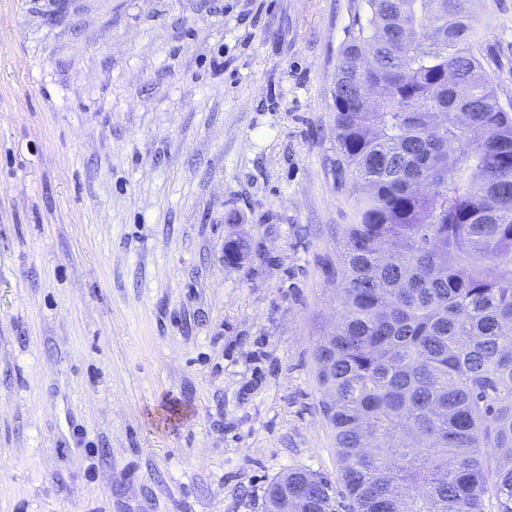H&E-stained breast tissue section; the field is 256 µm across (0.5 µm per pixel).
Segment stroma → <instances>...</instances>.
Listing matches in <instances>:
<instances>
[{
	"label": "stroma",
	"mask_w": 512,
	"mask_h": 512,
	"mask_svg": "<svg viewBox=\"0 0 512 512\" xmlns=\"http://www.w3.org/2000/svg\"><path fill=\"white\" fill-rule=\"evenodd\" d=\"M477 2L505 106L512 0ZM363 9L0 0V512H265L288 470L339 480L316 351Z\"/></svg>",
	"instance_id": "obj_1"
}]
</instances>
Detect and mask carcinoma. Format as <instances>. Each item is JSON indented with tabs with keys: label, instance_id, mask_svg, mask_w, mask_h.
Listing matches in <instances>:
<instances>
[{
	"label": "carcinoma",
	"instance_id": "carcinoma-1",
	"mask_svg": "<svg viewBox=\"0 0 512 512\" xmlns=\"http://www.w3.org/2000/svg\"><path fill=\"white\" fill-rule=\"evenodd\" d=\"M333 92L353 181L343 314L317 347L345 494L290 469L309 512H512V105L469 0H365ZM503 453L489 464L487 449Z\"/></svg>",
	"mask_w": 512,
	"mask_h": 512
}]
</instances>
